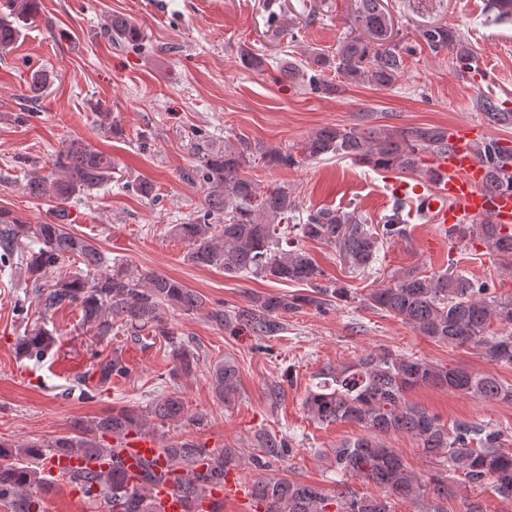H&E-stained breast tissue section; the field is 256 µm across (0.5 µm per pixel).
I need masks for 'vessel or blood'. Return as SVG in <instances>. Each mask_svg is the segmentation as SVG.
I'll return each instance as SVG.
<instances>
[{
  "label": "vessel or blood",
  "instance_id": "vessel-or-blood-1",
  "mask_svg": "<svg viewBox=\"0 0 512 512\" xmlns=\"http://www.w3.org/2000/svg\"><path fill=\"white\" fill-rule=\"evenodd\" d=\"M479 132L458 129L451 133L447 152L431 159L433 179L427 190L415 191L411 202L435 227L439 237L447 236L453 224L491 218L503 228L512 227V191L487 192L484 188L486 169L478 162L475 144ZM158 454L154 440L147 435L127 438L124 458L127 468H134L138 458H153ZM100 462L69 454L55 455L45 463L49 476L64 482L69 473L99 467ZM152 497L162 512H223L225 505L243 502L244 493L235 480L224 487H208L194 504L175 493L168 482L153 485Z\"/></svg>",
  "mask_w": 512,
  "mask_h": 512
}]
</instances>
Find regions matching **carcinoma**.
I'll return each mask as SVG.
<instances>
[{
    "mask_svg": "<svg viewBox=\"0 0 512 512\" xmlns=\"http://www.w3.org/2000/svg\"><path fill=\"white\" fill-rule=\"evenodd\" d=\"M41 0H0V50L18 41L21 29L39 13ZM105 29L112 42L137 46L143 40L140 27L120 15L108 18ZM393 23L382 0H355L349 30L333 55L312 51L305 64L282 68L287 77L308 82L314 90L333 94L347 85L368 84L389 88L405 69V56L413 46L405 38L392 36ZM419 35L434 53L447 50L460 73L478 70V57L470 42L446 25L432 23ZM335 71L338 83L322 79ZM476 107L490 127H512V109L491 96L482 95ZM449 131L440 127L400 129L386 125L323 128L312 134L301 151L268 150L254 155L251 143L206 142L195 166L184 177L204 189V204L197 215L173 224L169 233L188 243L187 259L198 267H221L228 277L256 276L312 288L307 295L255 294L251 304L231 309L213 308L208 318L226 330L239 325L256 336L274 337L284 330V315L305 307L325 310L350 299L348 290L321 284L322 269L299 241H324L339 247L348 268L364 271L376 262L380 247L406 234L404 202L396 201L392 214L379 224H368L355 212L320 210L307 215L283 188L261 193L257 184L241 175L244 166L260 158L278 168H294L304 160L332 154L347 157L374 170L430 176L425 156L448 151ZM478 160L487 169L485 188L511 190L499 171L512 168V147L498 139L476 146ZM57 177L27 179L25 189L36 198L54 203L55 221L30 225L6 210H0V265L13 259L33 277L40 318L72 305L80 307L81 327L103 342L112 335L140 340L160 337L173 351V373L196 374L198 352L171 327L168 312L191 313L205 306L203 296L174 278L134 269L115 258L108 260L90 239L68 228L67 204L74 195L104 189L112 183L116 167L112 157L80 140L72 139L57 152ZM448 237L478 240L498 263L512 269V230L503 233L491 220L455 224ZM38 248H33V245ZM112 262L111 272L99 269ZM69 264L70 271L50 284L44 276ZM367 308L388 313L420 335L450 348L477 345L491 362L512 365V300L492 295L490 285L462 273L422 275L408 270L363 298ZM56 344L53 334L34 322L20 337L19 354L40 360ZM94 374L95 387L102 388L115 377L128 375L121 350L102 355ZM207 380L224 406L239 399L241 377L238 365L229 359L215 362ZM418 386L436 387L485 402L512 401V385L497 377L461 367L447 368L425 359L389 351L369 354L339 367H327L314 375L305 398L309 417L320 425L354 423L367 435L332 449L336 467V495L330 497L313 484L269 476L250 485V499L261 512H395L393 503L431 498L437 504L422 512H447L442 504L457 491L443 471L416 473L403 456L387 447L382 437L403 433L414 437L423 454L448 464L477 486L489 485L500 498L512 499V450L505 448L509 436L499 429L468 423L451 426L428 410L407 401ZM185 400L177 391L168 392L146 407L125 405L72 427L50 442H32L21 448L0 441V505L7 512H44L45 496L51 492L45 470L34 466L59 453L98 458L108 453V469L79 471L69 483L88 498L102 496L108 512H160L149 496L148 486L168 477L185 498L195 496L206 483L221 482L241 466L239 451L205 448L182 437L159 434V454L172 470L159 469L155 459L139 464V483L127 482L122 442L129 433H146L187 417ZM112 442H107V438ZM259 465L270 464L292 451L284 436L269 432L256 435ZM372 483L382 497L358 495L349 485L352 478Z\"/></svg>",
    "mask_w": 512,
    "mask_h": 512,
    "instance_id": "cac0c4a2",
    "label": "carcinoma"
}]
</instances>
